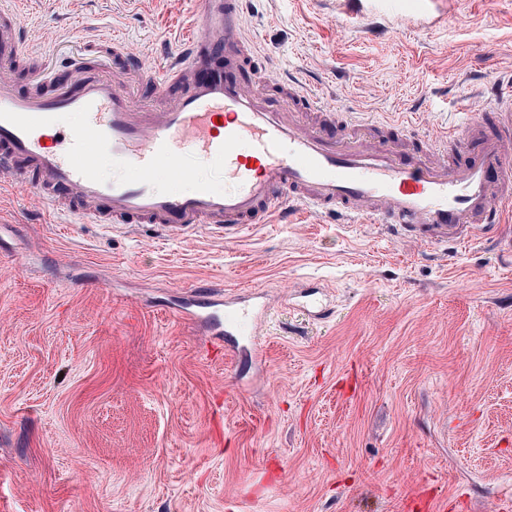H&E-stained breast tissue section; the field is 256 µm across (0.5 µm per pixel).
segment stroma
<instances>
[{"label":"stroma","instance_id":"stroma-1","mask_svg":"<svg viewBox=\"0 0 512 512\" xmlns=\"http://www.w3.org/2000/svg\"><path fill=\"white\" fill-rule=\"evenodd\" d=\"M29 72L69 39L122 37L149 76L196 0H28ZM425 32L337 24L343 0H247L244 32L336 111L405 143L512 84V0H446ZM0 186V512H501L512 499V223L451 249L305 214L206 227L46 223ZM265 293L262 359L190 321L205 288Z\"/></svg>","mask_w":512,"mask_h":512}]
</instances>
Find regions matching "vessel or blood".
<instances>
[{
	"instance_id": "obj_1",
	"label": "vessel or blood",
	"mask_w": 512,
	"mask_h": 512,
	"mask_svg": "<svg viewBox=\"0 0 512 512\" xmlns=\"http://www.w3.org/2000/svg\"><path fill=\"white\" fill-rule=\"evenodd\" d=\"M246 0H199L194 24L158 90L185 91L158 109L136 104L105 68L72 64L26 90L0 77V174L33 186L52 213L93 224H156L166 236L198 226L236 238L255 217L331 212L464 246L497 233L512 206V92L495 89L487 118L454 126L413 152L403 126L367 133L298 83L266 92L267 70L242 34ZM349 18L415 30L445 21L436 0H346ZM18 5L0 9V67L18 60ZM318 112L305 122L303 111ZM77 125H68V118ZM109 158L115 174H101ZM223 171L224 184L196 164ZM211 304L213 334L252 340L269 314L264 295Z\"/></svg>"
}]
</instances>
